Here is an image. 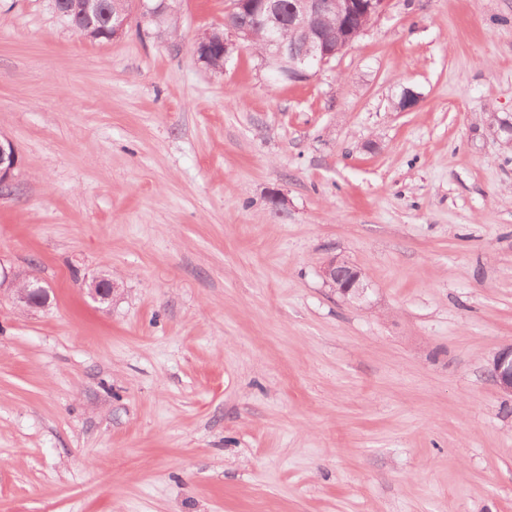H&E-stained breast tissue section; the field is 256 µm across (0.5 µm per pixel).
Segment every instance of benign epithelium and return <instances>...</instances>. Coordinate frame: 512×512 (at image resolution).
<instances>
[{
    "mask_svg": "<svg viewBox=\"0 0 512 512\" xmlns=\"http://www.w3.org/2000/svg\"><path fill=\"white\" fill-rule=\"evenodd\" d=\"M389 0H293L290 15L283 16L279 0H260L264 12L262 28L268 34L261 64L279 69L288 81H299L308 71L321 68L351 46L387 8ZM97 0H72L71 12L86 19L96 13ZM224 57L231 56L236 45L253 40L255 31L234 26L225 20ZM18 164L13 142L0 137V186L11 181ZM325 282L345 298L360 301L366 290L360 270L336 256L322 267ZM9 284L16 305L24 311L45 307L50 295L42 281L31 273L15 272L0 278V287ZM117 290L113 281L96 279L88 286L93 299H107ZM491 374L497 384L512 393V345L493 359Z\"/></svg>",
    "mask_w": 512,
    "mask_h": 512,
    "instance_id": "obj_1",
    "label": "benign epithelium"
}]
</instances>
